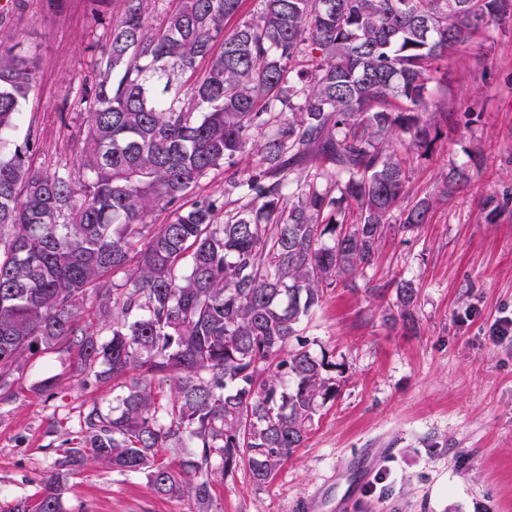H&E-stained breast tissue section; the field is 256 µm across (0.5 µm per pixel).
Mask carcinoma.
<instances>
[{
	"label": "carcinoma",
	"instance_id": "carcinoma-1",
	"mask_svg": "<svg viewBox=\"0 0 512 512\" xmlns=\"http://www.w3.org/2000/svg\"><path fill=\"white\" fill-rule=\"evenodd\" d=\"M241 0H124L79 95L81 148L49 172L17 136L36 82L32 58L0 28V401L30 355L63 346L87 381L135 372L119 412L93 407L67 464L144 473L154 490L216 512L213 482L244 467L268 483L335 396L336 364L302 340L326 291L353 285L388 229L428 224L441 194L409 199L413 156L455 113L441 61L512 0H260L224 34ZM228 193L191 199L242 155ZM164 224H149L156 212ZM392 291L415 326L419 288ZM96 317L83 321L85 303ZM111 338L99 341L100 328ZM174 375L165 397L155 380ZM186 448L177 470L155 464ZM10 512H62L59 478Z\"/></svg>",
	"mask_w": 512,
	"mask_h": 512
}]
</instances>
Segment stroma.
<instances>
[{
  "label": "stroma",
  "instance_id": "obj_1",
  "mask_svg": "<svg viewBox=\"0 0 512 512\" xmlns=\"http://www.w3.org/2000/svg\"><path fill=\"white\" fill-rule=\"evenodd\" d=\"M0 19L38 81L24 107L37 163L48 170L77 151L84 120L76 106L91 71L87 0H15ZM485 36L459 51L450 68L448 109L456 125L429 155L415 159L412 195H435L440 176L466 164L471 185L449 195L430 223L391 231L356 287L328 289L304 325L315 354L333 362L336 394L319 406L305 442L265 486L237 468L214 483L217 512H336L368 449L385 456L356 512H512V19H489ZM420 288L416 331L390 322L373 286L398 278ZM54 377V396L35 386ZM124 378L81 383L63 348L38 352L15 373V394L0 402V512L36 501L60 478L64 512H190L188 502L153 490L145 475L101 464L70 470L62 442L92 406L111 412Z\"/></svg>",
  "mask_w": 512,
  "mask_h": 512
}]
</instances>
